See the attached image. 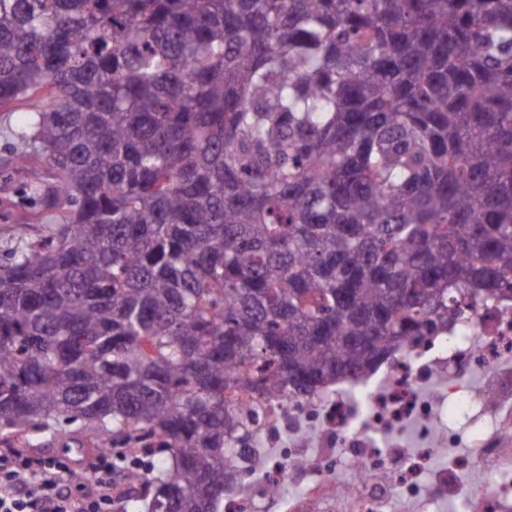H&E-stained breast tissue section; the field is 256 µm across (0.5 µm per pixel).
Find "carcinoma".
<instances>
[{"label": "carcinoma", "instance_id": "obj_1", "mask_svg": "<svg viewBox=\"0 0 512 512\" xmlns=\"http://www.w3.org/2000/svg\"><path fill=\"white\" fill-rule=\"evenodd\" d=\"M0 109L57 218L0 249V431L161 449L149 512L249 479L224 392L512 291V0H0Z\"/></svg>", "mask_w": 512, "mask_h": 512}]
</instances>
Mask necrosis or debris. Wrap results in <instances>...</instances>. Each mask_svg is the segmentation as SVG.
I'll list each match as a JSON object with an SVG mask.
<instances>
[{"instance_id":"4bbe7bcc","label":"necrosis or debris","mask_w":512,"mask_h":512,"mask_svg":"<svg viewBox=\"0 0 512 512\" xmlns=\"http://www.w3.org/2000/svg\"><path fill=\"white\" fill-rule=\"evenodd\" d=\"M512 356V300L463 309L446 327L409 343L397 361L365 384L308 397L256 396L238 388L229 403L255 414L248 459L249 489L226 494L224 512H253L254 493L293 485L288 512H393L415 502L440 512V493L467 483L462 512H512V418L497 407L512 398V373L498 363ZM493 373L484 390L469 384L472 370ZM465 411L448 427V402ZM414 452L395 462L406 428ZM472 438L466 456L452 452L456 433ZM485 479L468 484L474 471Z\"/></svg>"}]
</instances>
